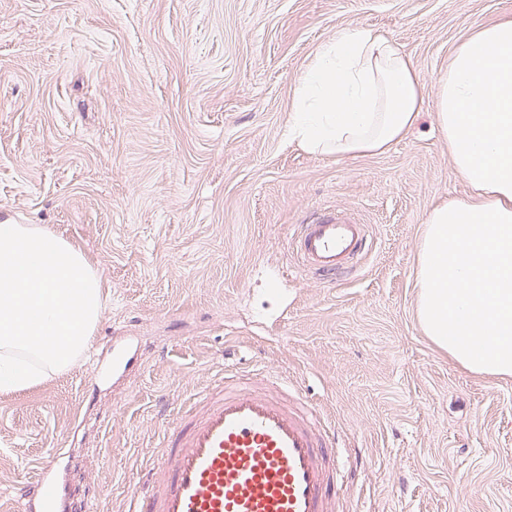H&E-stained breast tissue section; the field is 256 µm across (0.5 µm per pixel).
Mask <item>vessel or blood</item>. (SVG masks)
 Masks as SVG:
<instances>
[{
  "label": "vessel or blood",
  "mask_w": 512,
  "mask_h": 512,
  "mask_svg": "<svg viewBox=\"0 0 512 512\" xmlns=\"http://www.w3.org/2000/svg\"><path fill=\"white\" fill-rule=\"evenodd\" d=\"M368 227L329 209L289 234L316 277L360 271ZM335 429L287 378L225 373L174 421L135 492V512H334L344 475ZM26 512H53L56 464L36 477Z\"/></svg>",
  "instance_id": "1"
}]
</instances>
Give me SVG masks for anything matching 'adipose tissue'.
<instances>
[{
    "label": "adipose tissue",
    "mask_w": 512,
    "mask_h": 512,
    "mask_svg": "<svg viewBox=\"0 0 512 512\" xmlns=\"http://www.w3.org/2000/svg\"><path fill=\"white\" fill-rule=\"evenodd\" d=\"M423 97L413 60L391 39L341 27L302 74L288 132L313 154L379 153L416 124ZM433 112L471 193L426 214L419 322L462 367L512 376V15L456 46Z\"/></svg>",
    "instance_id": "obj_1"
}]
</instances>
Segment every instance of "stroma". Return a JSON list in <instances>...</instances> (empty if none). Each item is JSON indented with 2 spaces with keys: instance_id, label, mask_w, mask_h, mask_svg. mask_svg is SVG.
Returning a JSON list of instances; mask_svg holds the SVG:
<instances>
[{
  "instance_id": "stroma-1",
  "label": "stroma",
  "mask_w": 512,
  "mask_h": 512,
  "mask_svg": "<svg viewBox=\"0 0 512 512\" xmlns=\"http://www.w3.org/2000/svg\"><path fill=\"white\" fill-rule=\"evenodd\" d=\"M512 0H0V223L99 273L89 360L0 393V512L59 457L57 512H133L167 422L222 369L288 372L336 425L344 512H512V377L468 372L416 317L434 204L467 195L431 104L388 151L288 135L337 28L390 36L427 84ZM353 212L357 277L301 274L292 226ZM125 350L126 370L112 352Z\"/></svg>"
}]
</instances>
